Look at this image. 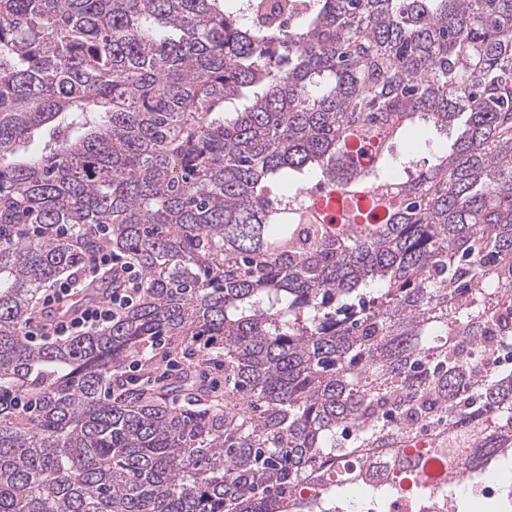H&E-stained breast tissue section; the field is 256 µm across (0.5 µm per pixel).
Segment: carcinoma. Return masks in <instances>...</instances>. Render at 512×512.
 Here are the masks:
<instances>
[{
    "label": "carcinoma",
    "instance_id": "obj_1",
    "mask_svg": "<svg viewBox=\"0 0 512 512\" xmlns=\"http://www.w3.org/2000/svg\"><path fill=\"white\" fill-rule=\"evenodd\" d=\"M295 2L0 0V512L512 505V0ZM69 273L59 278L62 281L67 277L56 288H49L44 296L41 294L43 302L40 299L32 316L38 307L33 319L39 318L41 312L42 316L26 336L50 340L33 342L35 344L59 341L51 339L54 336H83L113 322L134 304L143 290L137 268L123 253L112 252V249L92 255ZM107 278H112L115 288L105 298H94L90 286ZM70 302L69 310L61 317L58 307Z\"/></svg>",
    "mask_w": 512,
    "mask_h": 512
}]
</instances>
